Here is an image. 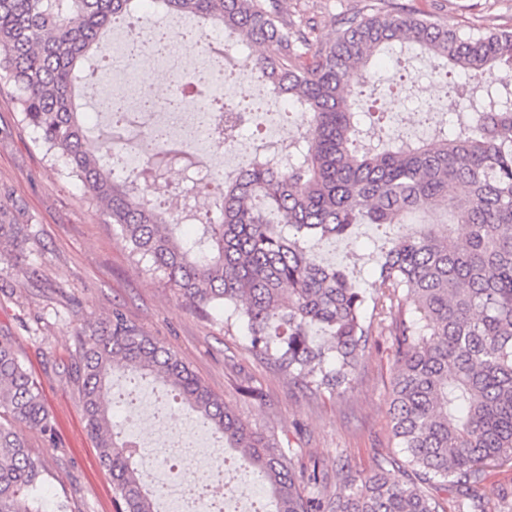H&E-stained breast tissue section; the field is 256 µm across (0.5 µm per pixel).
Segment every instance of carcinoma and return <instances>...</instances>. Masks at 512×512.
<instances>
[{
	"instance_id": "obj_1",
	"label": "carcinoma",
	"mask_w": 512,
	"mask_h": 512,
	"mask_svg": "<svg viewBox=\"0 0 512 512\" xmlns=\"http://www.w3.org/2000/svg\"><path fill=\"white\" fill-rule=\"evenodd\" d=\"M135 2L0 0V91L46 154L65 160L139 261L198 310L231 309L226 321L246 327L251 351L293 378L346 391L373 323H388L397 358L392 434L405 457L400 468L417 481L393 479L382 461L365 477L342 465L348 495L305 496L282 448L254 432L173 350L115 310L78 332L76 380L87 429L123 512H154V499L143 480L151 458L112 421L118 370L162 380L185 415L223 435L262 480L274 512H444L433 490L448 483L458 489V512H479L485 470L512 464V30L461 34L417 9L379 0L323 41L315 25L289 20L280 0H159L167 15L192 16L202 29L221 25L257 47L258 77L304 121L300 139L253 158L234 181L212 173L224 186L223 219L215 223L194 196L174 209L155 206L150 197L163 191L169 160L150 156L117 176L112 140L92 142L80 119L77 98H88L82 69L107 57L100 52L103 34L133 17ZM404 45L419 50L438 76H468V90L448 91V109L462 119L428 142L390 137L363 149L351 75ZM173 84L169 103L205 113L216 149L236 142L224 139L225 111L210 108L209 83L182 76ZM450 194L457 196L452 223L469 227L466 243L429 226L399 239L369 298L305 247L312 237L342 238L357 224H402L441 210ZM184 224L196 226L193 238L181 234ZM34 239L23 205L0 203V263L32 274ZM315 325L327 330L325 339L310 336ZM19 425L53 435L39 383L11 339L0 336V512H43L42 464Z\"/></svg>"
}]
</instances>
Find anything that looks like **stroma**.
<instances>
[{
  "label": "stroma",
  "mask_w": 512,
  "mask_h": 512,
  "mask_svg": "<svg viewBox=\"0 0 512 512\" xmlns=\"http://www.w3.org/2000/svg\"><path fill=\"white\" fill-rule=\"evenodd\" d=\"M376 0H284L288 18L312 19L322 39L335 36L343 15ZM449 28L467 31L512 29V0H401ZM224 48L240 63L242 80L221 94L240 99L268 95L249 62L250 51L225 36ZM447 88L420 76L405 111L407 132L424 128L413 114L426 107L443 112ZM22 201L33 218L36 240L28 264L33 278L0 269V336L10 337L39 381L55 429L54 438L26 433L45 471L44 512H119L112 478L101 465L85 428L75 369L81 363L77 332L120 311L128 321L177 352L182 361L254 431L291 449L292 463L308 496L344 493L338 460L370 474L383 458H400L391 433L389 398L395 375L391 339L374 331L352 387L344 395L310 391L249 350L243 325L225 329L222 308L199 314L179 292L137 262L116 226L104 223L85 198L80 181L62 160L50 158L35 131L22 122L8 94H0V200ZM448 225L457 242L468 233L445 212L422 214L397 226L363 224L348 239H313L318 261L345 270L356 287L374 292L382 252L422 224ZM324 479L307 483L312 467Z\"/></svg>",
  "instance_id": "obj_1"
}]
</instances>
